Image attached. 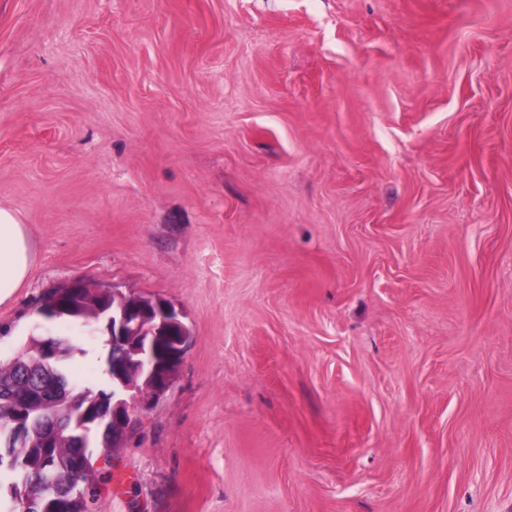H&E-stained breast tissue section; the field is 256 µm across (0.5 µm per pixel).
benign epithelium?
<instances>
[{
  "label": "benign epithelium",
  "mask_w": 512,
  "mask_h": 512,
  "mask_svg": "<svg viewBox=\"0 0 512 512\" xmlns=\"http://www.w3.org/2000/svg\"><path fill=\"white\" fill-rule=\"evenodd\" d=\"M190 332L181 312L161 300L143 301L112 288V346L118 357L112 360L111 405L101 411L95 423L104 429L128 435L135 412L148 409L170 390ZM162 339L173 346L170 356L160 361L157 345ZM34 488L24 482L16 488L17 512H28Z\"/></svg>",
  "instance_id": "7a95c632"
}]
</instances>
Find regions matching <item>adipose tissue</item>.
Segmentation results:
<instances>
[{
	"label": "adipose tissue",
	"instance_id": "ef3b65f1",
	"mask_svg": "<svg viewBox=\"0 0 512 512\" xmlns=\"http://www.w3.org/2000/svg\"><path fill=\"white\" fill-rule=\"evenodd\" d=\"M33 261L25 225L16 212L0 206V304L9 301L25 282Z\"/></svg>",
	"mask_w": 512,
	"mask_h": 512
}]
</instances>
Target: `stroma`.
Here are the masks:
<instances>
[{
    "label": "stroma",
    "instance_id": "1",
    "mask_svg": "<svg viewBox=\"0 0 512 512\" xmlns=\"http://www.w3.org/2000/svg\"><path fill=\"white\" fill-rule=\"evenodd\" d=\"M0 206L192 331L92 512H512V0H0Z\"/></svg>",
    "mask_w": 512,
    "mask_h": 512
}]
</instances>
